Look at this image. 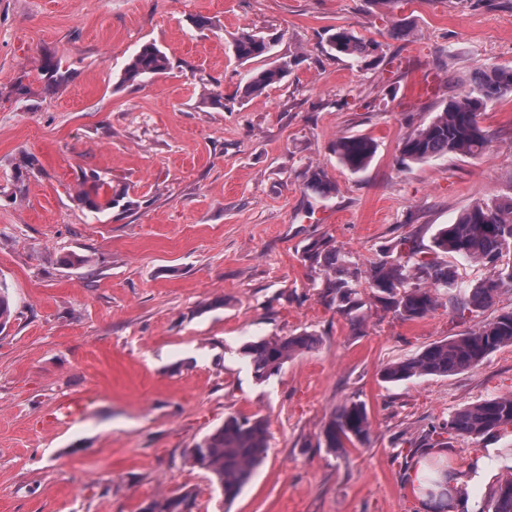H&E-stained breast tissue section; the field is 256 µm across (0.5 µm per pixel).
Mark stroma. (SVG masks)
<instances>
[{"label": "stroma", "mask_w": 512, "mask_h": 512, "mask_svg": "<svg viewBox=\"0 0 512 512\" xmlns=\"http://www.w3.org/2000/svg\"><path fill=\"white\" fill-rule=\"evenodd\" d=\"M338 26L377 41L375 55L331 51ZM244 30L270 41L267 58L237 59ZM147 42L168 72L121 84ZM282 59L284 81L239 96L249 70ZM487 66L512 67V0H0V281L14 308L0 331V512H138L184 487L192 512H425L409 477L435 455L465 492L458 512H480L512 474V428L452 438L443 425L512 394V345L450 376L381 371L511 310L512 289L461 318L444 304L403 321L363 283L355 328L303 252L324 239L363 265L512 196V95L482 116L483 154L398 163L405 134ZM419 73L434 91L408 98ZM348 136L376 142L363 171L334 151ZM315 170L333 193L309 187ZM97 181L114 201L102 212L77 197ZM303 332L317 345L264 382L239 353ZM74 394L83 416L47 424ZM352 400L369 439L332 452L324 426ZM253 415L269 451L225 506L184 451Z\"/></svg>", "instance_id": "obj_1"}]
</instances>
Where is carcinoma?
Returning a JSON list of instances; mask_svg holds the SVG:
<instances>
[{
    "mask_svg": "<svg viewBox=\"0 0 512 512\" xmlns=\"http://www.w3.org/2000/svg\"><path fill=\"white\" fill-rule=\"evenodd\" d=\"M330 48L355 58H366L378 43L359 37L353 29L338 27L329 36ZM241 61L263 59L270 43L252 32L240 33L232 44ZM291 63H272L248 74L240 94L244 97L262 92L288 76ZM168 56L154 42L141 46L126 64L121 84H135L143 78L167 73ZM512 94V68L491 66L478 71L458 95L450 98L441 112L427 124L410 131L400 144L403 164H421L448 156H476L488 147L491 135L480 117L488 103ZM376 152L368 137H347L336 142V154L353 171L366 168ZM315 191L328 195L335 185L320 171L309 177ZM79 197L91 210L100 212L113 201L99 200V186L81 190ZM512 250V196L497 205L476 202L457 220L441 227L433 237L432 251L454 254L475 262H496L503 252ZM304 259L326 274L325 294L336 309L355 324L357 311L363 307L356 284L364 281L385 309L403 321L425 318L441 303V295L457 310L470 306H492L502 290L512 288V261L495 266L480 283L463 288L448 264L420 256L415 246L391 260H381L361 268L346 260L336 246L317 242L304 251ZM12 318L7 287L0 282V330ZM315 339L307 333L271 336L246 343L241 354L247 359L254 377L266 381L281 372L295 355L314 348ZM512 345V311H505L477 328L435 342L422 351L387 364L381 371L385 381H405L423 376H448L474 368L502 346ZM512 427V394L500 395L464 407L448 417V434L481 436ZM371 422L366 406L351 401L340 406L323 430L325 445L332 451L344 450L345 444L364 443L369 439ZM268 429L260 417H228L224 424L205 435L185 451L186 458L209 475L213 490L222 501L236 499L268 452ZM450 465L429 460L422 493L437 508L448 512L459 490L448 481ZM196 493L179 489L161 494L139 512H192ZM482 512H512V477L491 487Z\"/></svg>",
    "mask_w": 512,
    "mask_h": 512,
    "instance_id": "obj_1",
    "label": "carcinoma"
}]
</instances>
